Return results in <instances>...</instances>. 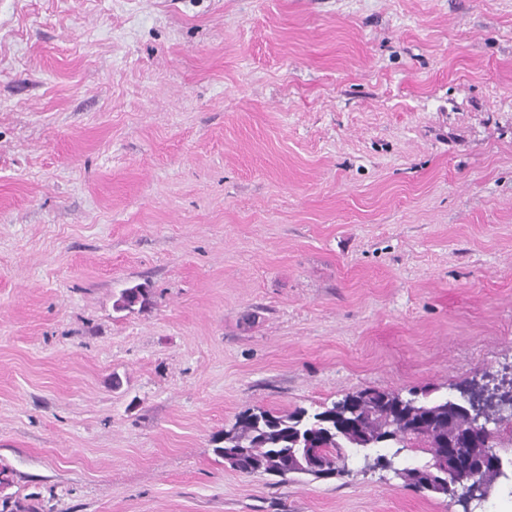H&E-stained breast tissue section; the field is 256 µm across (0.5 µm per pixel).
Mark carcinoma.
<instances>
[{
    "label": "carcinoma",
    "mask_w": 512,
    "mask_h": 512,
    "mask_svg": "<svg viewBox=\"0 0 512 512\" xmlns=\"http://www.w3.org/2000/svg\"><path fill=\"white\" fill-rule=\"evenodd\" d=\"M149 290L142 284L125 289L115 303L118 310L145 309ZM495 430L480 435L461 403L453 397L404 399L393 392L364 389L310 412L299 408L279 415L269 410H248L240 414L232 429L216 437L217 456L236 470L280 477L307 475L320 478V471L309 467L304 449L316 448L328 470L346 473L339 462L348 448H392V457L379 455L386 466L404 448H420L430 457L448 447V440L464 443L458 449L464 465L479 464L475 449L502 444L501 434H512V415L493 417ZM408 484L420 492L455 498L463 477L450 481L437 475L428 465L403 471Z\"/></svg>",
    "instance_id": "carcinoma-1"
}]
</instances>
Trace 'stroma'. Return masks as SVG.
<instances>
[{"mask_svg":"<svg viewBox=\"0 0 512 512\" xmlns=\"http://www.w3.org/2000/svg\"><path fill=\"white\" fill-rule=\"evenodd\" d=\"M511 371L512 0H0V497L463 512L214 438ZM149 304V290L143 284L125 289L115 303L117 310H144Z\"/></svg>","mask_w":512,"mask_h":512,"instance_id":"35a3bbf8","label":"stroma"}]
</instances>
